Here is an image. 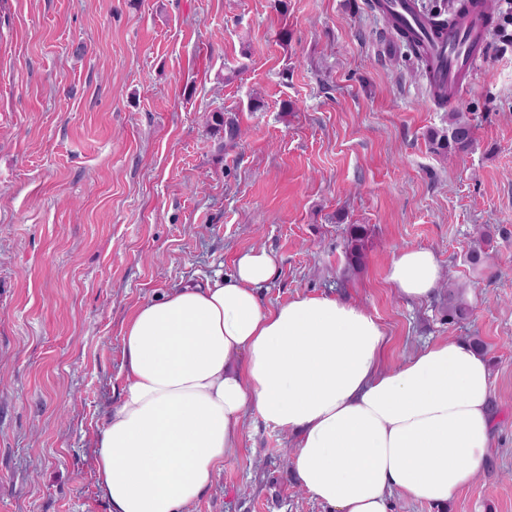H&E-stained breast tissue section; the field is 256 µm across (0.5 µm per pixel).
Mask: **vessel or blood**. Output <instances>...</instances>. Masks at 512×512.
<instances>
[{
    "mask_svg": "<svg viewBox=\"0 0 512 512\" xmlns=\"http://www.w3.org/2000/svg\"><path fill=\"white\" fill-rule=\"evenodd\" d=\"M385 5L401 27L421 36L428 33L429 23L417 11L414 0H385ZM489 27L488 11L479 5L461 23L449 26L446 39L430 44L428 50L435 60L433 81L461 89L486 53Z\"/></svg>",
    "mask_w": 512,
    "mask_h": 512,
    "instance_id": "obj_1",
    "label": "vessel or blood"
}]
</instances>
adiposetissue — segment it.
Returning a JSON list of instances; mask_svg holds the SVG:
<instances>
[{
	"mask_svg": "<svg viewBox=\"0 0 512 512\" xmlns=\"http://www.w3.org/2000/svg\"><path fill=\"white\" fill-rule=\"evenodd\" d=\"M275 268L266 250L241 252L232 272L130 318L126 384L95 445L111 512H190L236 458L250 414L296 435L291 468L331 512H390L397 495L443 504L472 481L492 444L484 355L442 339L387 366L384 328L352 302L264 306ZM387 280L421 300L440 265L407 248Z\"/></svg>",
	"mask_w": 512,
	"mask_h": 512,
	"instance_id": "1",
	"label": "adipose tissue"
}]
</instances>
